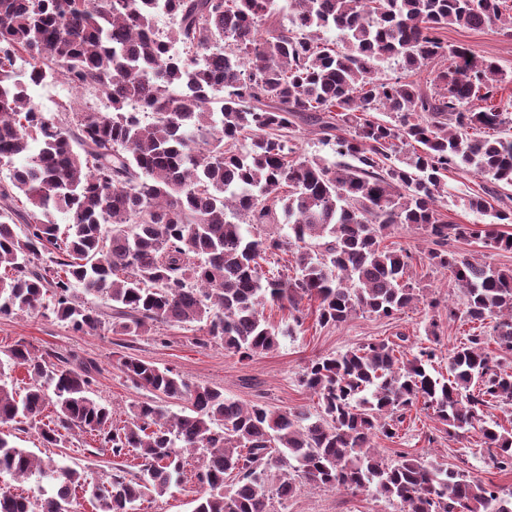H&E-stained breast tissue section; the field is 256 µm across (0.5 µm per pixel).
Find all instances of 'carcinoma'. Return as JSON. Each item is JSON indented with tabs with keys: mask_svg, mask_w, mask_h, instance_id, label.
<instances>
[{
	"mask_svg": "<svg viewBox=\"0 0 512 512\" xmlns=\"http://www.w3.org/2000/svg\"><path fill=\"white\" fill-rule=\"evenodd\" d=\"M506 2L0 0V169L9 171L0 181L1 315L44 309L75 332L130 337L196 327L250 360L303 326L305 298L317 301L319 324L336 327L418 301L412 253L383 245L413 226L435 245L428 264L460 289L463 308L448 307V319L479 329L448 350L446 378L428 369L434 348L405 358L402 335L312 360L300 383L318 399L314 420L246 406L124 355L136 388L185 406L170 415L141 401L121 426L90 396L84 362L50 364L17 342L0 370L20 367L28 382L21 396L0 378V475L35 476L50 490L35 500L1 492L0 512H77L81 495L95 512H140L182 481L189 455L201 485L192 512H273V497L293 494V473L316 488H372L401 512H512V492L405 451L389 462L373 446L399 437L417 408L450 440L478 429L488 465L512 470V430L486 420L487 408L512 406L502 363L512 354V268L448 250L471 238L509 252L512 234L447 222L438 207L450 169L512 187V138L499 136L512 113L493 104L505 73L439 37L450 25L512 27ZM160 12L174 21L163 35L153 27ZM329 30L343 49L324 40ZM22 56L31 84L61 75L93 104L63 105L64 122L40 111L14 80ZM436 59L450 64L425 89L377 77L381 61L414 72ZM301 124L352 162L300 154ZM405 146L408 159L389 163ZM56 212L67 214L65 227ZM246 224H286L288 237H254ZM269 253L292 260L265 272ZM78 288L112 301V320ZM267 305L288 310V325L271 324ZM488 336L501 355L486 350ZM50 405L44 447H62L77 429L140 470L92 482L1 432Z\"/></svg>",
	"mask_w": 512,
	"mask_h": 512,
	"instance_id": "1",
	"label": "carcinoma"
}]
</instances>
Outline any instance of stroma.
Returning a JSON list of instances; mask_svg holds the SVG:
<instances>
[{"instance_id": "35a3bbf8", "label": "stroma", "mask_w": 512, "mask_h": 512, "mask_svg": "<svg viewBox=\"0 0 512 512\" xmlns=\"http://www.w3.org/2000/svg\"><path fill=\"white\" fill-rule=\"evenodd\" d=\"M440 36L445 44L464 46L475 56L494 61L512 73V31L451 26L441 30ZM447 184L448 193L441 197L439 209L450 222L480 225L490 222L489 214L471 211L466 205L468 195L481 188L486 190L493 209L512 208L510 187H498L486 182L485 178L464 172L449 173ZM387 243L415 255V279L422 295L420 301L391 320L358 314L338 327L320 326L314 303L303 301L306 318L300 330L282 337L276 351L255 356L250 361L238 360L225 352L220 342L197 343L195 331L180 326L164 325L154 335L132 341L108 331L77 333L54 315L41 313L0 315V355L16 342L23 341L52 363L71 356L94 361L98 371L90 386L91 394L110 404L115 410L114 418L119 422L128 418L130 405L139 401L155 400L159 407L171 414L183 408L182 402L151 397L149 392L137 389L127 381L119 366L120 357L127 353L159 368L171 369L193 382L220 388L226 396L245 404L259 402L276 410L302 409L314 415L319 411L317 399L300 383L301 373L311 360L327 354H340L370 342H390L396 334L402 333L408 338L409 353H417L423 347L436 348L434 368L444 374L448 371L449 349L463 341L468 333L467 325L448 319L444 304L447 300L458 299L460 293L445 273L430 268L427 254L432 244L429 238L418 230L403 226L388 238ZM432 299L439 300V308L429 307L428 302ZM433 320L441 325L435 337L427 333ZM39 432L37 423L25 424L22 430L16 431L15 442L38 455L52 456L62 464L85 467L89 477L97 482L107 480L116 468L134 463L130 457L123 460L113 457L99 441L77 431L68 436L65 447L47 449L41 443ZM374 446L389 460L404 450L451 468L464 467L473 478L512 490V472L504 473L487 465V453L478 432H471L456 441L449 440L442 425L422 412L405 423L400 439L391 442L379 438ZM196 466V459L188 458L185 480L164 496L143 502L141 512H192L199 491L193 476ZM399 510V505L370 492L316 490L304 482L298 484L285 504L274 507V512Z\"/></svg>"}]
</instances>
